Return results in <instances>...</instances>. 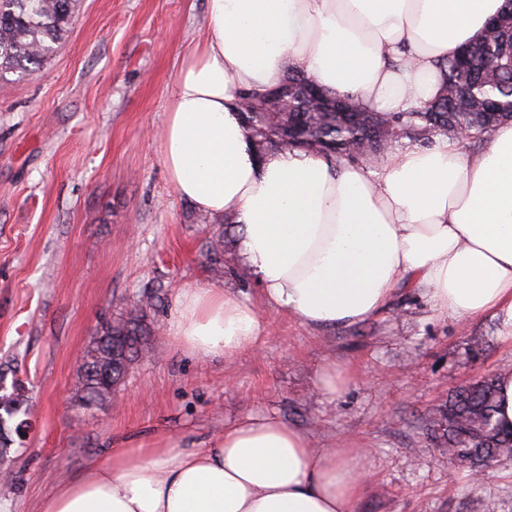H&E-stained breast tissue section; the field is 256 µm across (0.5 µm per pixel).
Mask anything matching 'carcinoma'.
I'll list each match as a JSON object with an SVG mask.
<instances>
[{
  "instance_id": "1",
  "label": "carcinoma",
  "mask_w": 512,
  "mask_h": 512,
  "mask_svg": "<svg viewBox=\"0 0 512 512\" xmlns=\"http://www.w3.org/2000/svg\"><path fill=\"white\" fill-rule=\"evenodd\" d=\"M76 0H0V78L7 73L30 72L54 50L73 25ZM442 91L423 110L401 114L373 112L351 99L356 119L341 120L324 112L319 101L301 93L281 102V111H267L269 92H244L239 119L248 136L267 137L266 151L300 149L320 154L336 164L359 160L377 163L388 149L404 139L426 145L432 137L453 138L459 129L471 138L491 137L497 126L512 120V13L498 16L481 38L445 62ZM374 139L365 153L356 144ZM224 235L210 238L206 253L209 270L224 275L221 255ZM154 297L144 296L115 319L96 328L82 353L76 381L77 399L100 404L112 399L129 365L147 348L145 324ZM25 399L18 389L0 394V463L13 444L12 421L23 412ZM495 379L478 381L454 391L444 415L449 458L467 466L482 456L512 457V429L496 418Z\"/></svg>"
}]
</instances>
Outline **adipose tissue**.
I'll use <instances>...</instances> for the list:
<instances>
[{
    "mask_svg": "<svg viewBox=\"0 0 512 512\" xmlns=\"http://www.w3.org/2000/svg\"><path fill=\"white\" fill-rule=\"evenodd\" d=\"M505 0H207L208 37L169 88L162 161L177 195L231 214L238 256L266 302L312 328L387 313L401 287L439 315L496 319L512 346V121L480 154L463 138L331 166L284 150L256 162L240 93L291 69L402 113L440 92L441 63ZM176 343L202 358L240 354L269 330L250 301L219 288L177 296ZM371 478L362 449L315 448L273 416H248L194 448L164 437L116 448L65 481L41 512H357Z\"/></svg>",
    "mask_w": 512,
    "mask_h": 512,
    "instance_id": "ef3b65f1",
    "label": "adipose tissue"
}]
</instances>
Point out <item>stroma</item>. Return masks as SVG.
<instances>
[{
  "label": "stroma",
  "mask_w": 512,
  "mask_h": 512,
  "mask_svg": "<svg viewBox=\"0 0 512 512\" xmlns=\"http://www.w3.org/2000/svg\"><path fill=\"white\" fill-rule=\"evenodd\" d=\"M206 0H78L70 32L33 74L0 80V380L18 384L29 431L8 465L0 512H40L60 481L113 449L173 436L203 446L248 415L304 429L316 447L369 449L357 512H512V459L473 484L433 425L457 388L512 369L493 319L431 314L416 289L387 315L313 329L269 307L241 278L232 216L180 199L161 158L167 89L183 51L207 36ZM224 236L223 278L205 244ZM249 299L271 334L249 353L201 359L171 340L180 290ZM148 350L112 402L74 396L78 360L99 323L144 294ZM336 390L320 388L325 367Z\"/></svg>",
  "instance_id": "stroma-1"
}]
</instances>
